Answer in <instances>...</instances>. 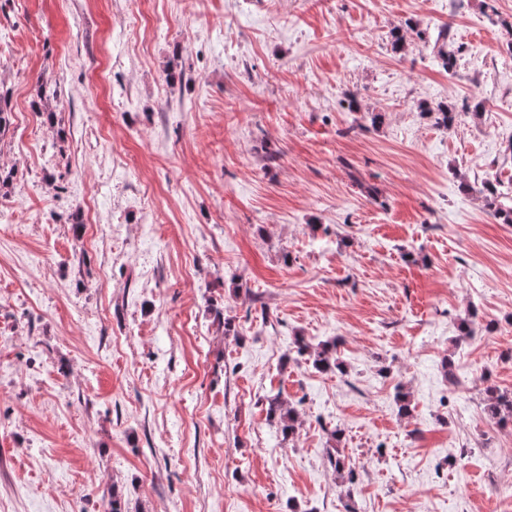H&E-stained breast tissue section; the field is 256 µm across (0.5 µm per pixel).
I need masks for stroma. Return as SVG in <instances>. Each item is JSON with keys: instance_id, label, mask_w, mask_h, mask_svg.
<instances>
[{"instance_id": "obj_1", "label": "stroma", "mask_w": 512, "mask_h": 512, "mask_svg": "<svg viewBox=\"0 0 512 512\" xmlns=\"http://www.w3.org/2000/svg\"><path fill=\"white\" fill-rule=\"evenodd\" d=\"M0 93V512H512V0H0ZM478 193L483 197L487 207L493 211V215L501 224H512V205L504 206L498 201L497 187L490 180L482 183ZM296 353L300 357L308 356L316 369L321 372L343 371L342 362L336 355V341L318 343L316 346L307 343L303 337L295 339ZM491 396L486 404L489 417L500 423L512 420V393L500 392L493 388H487ZM268 413L279 420L284 436L294 435L297 428L295 411L276 394L268 400Z\"/></svg>"}]
</instances>
